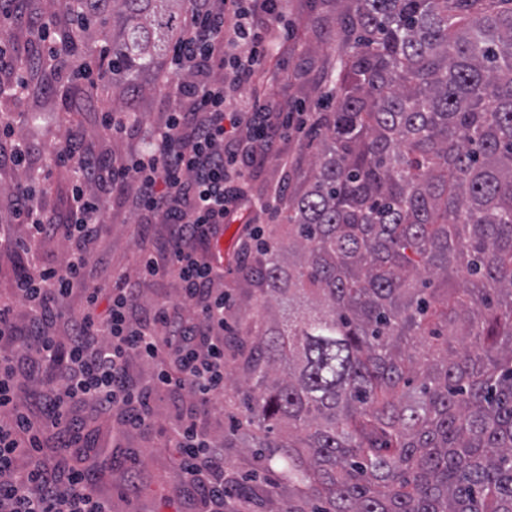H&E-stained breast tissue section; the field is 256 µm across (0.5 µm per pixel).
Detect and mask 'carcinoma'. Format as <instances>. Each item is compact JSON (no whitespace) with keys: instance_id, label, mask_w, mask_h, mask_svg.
I'll use <instances>...</instances> for the list:
<instances>
[{"instance_id":"carcinoma-1","label":"carcinoma","mask_w":512,"mask_h":512,"mask_svg":"<svg viewBox=\"0 0 512 512\" xmlns=\"http://www.w3.org/2000/svg\"><path fill=\"white\" fill-rule=\"evenodd\" d=\"M332 96L279 238L227 261L224 512H512V9L338 0ZM185 0H73L133 111Z\"/></svg>"}]
</instances>
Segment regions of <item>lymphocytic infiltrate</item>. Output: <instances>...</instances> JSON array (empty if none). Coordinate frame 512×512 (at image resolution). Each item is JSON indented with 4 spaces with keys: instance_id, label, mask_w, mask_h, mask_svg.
Wrapping results in <instances>:
<instances>
[{
    "instance_id": "obj_1",
    "label": "lymphocytic infiltrate",
    "mask_w": 512,
    "mask_h": 512,
    "mask_svg": "<svg viewBox=\"0 0 512 512\" xmlns=\"http://www.w3.org/2000/svg\"><path fill=\"white\" fill-rule=\"evenodd\" d=\"M24 8V0H0L4 102L29 85L6 37ZM280 9V0H187V23L172 56L176 74L167 82L176 107L130 160L101 163L75 135L57 152L37 155L30 141L15 138L11 116L0 115V135L11 140L9 161L25 176L15 187L9 221L0 224V249L23 258L14 282L23 314L0 304V505L8 512H112L111 500L85 470L60 477L38 466L19 468L20 459L40 452L41 427L14 398L18 348L37 366L55 370L56 385L45 407L59 430L71 427L70 407L76 402L116 409L130 431L151 424L155 393L187 394L190 403L169 440L182 450L186 483L201 492V512H224V451L196 419L224 388L229 296L222 288L223 270L193 245L207 243L229 215L251 203L242 165L275 153L277 140L288 131L289 118L274 105L242 94L281 42ZM260 18L265 24L259 29ZM56 167L70 168L76 178L75 205L58 229L72 242L61 267L41 258L45 238L56 229L28 183ZM89 185L96 186L94 195H86ZM124 186L132 189L133 210L173 227L159 251H142L144 277H172L180 285V303L156 305L139 319L133 313L141 294L126 287L125 274L116 273L115 286L106 293L87 280V245L101 231L107 195ZM76 292L85 305L69 321L70 335L62 344L53 327L66 319L61 301ZM135 357L157 364L151 382L131 381L129 362Z\"/></svg>"
}]
</instances>
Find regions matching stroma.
<instances>
[{
  "instance_id": "stroma-1",
  "label": "stroma",
  "mask_w": 512,
  "mask_h": 512,
  "mask_svg": "<svg viewBox=\"0 0 512 512\" xmlns=\"http://www.w3.org/2000/svg\"><path fill=\"white\" fill-rule=\"evenodd\" d=\"M288 36L281 48L270 55L265 76L257 86L261 98L272 101L280 111L329 112L330 74L339 56L341 35L336 29L337 0H283ZM61 64L59 72H66ZM58 72L34 70L28 92L13 108L17 137L32 140L44 149L63 147L69 134L77 133L92 141L99 157L109 160L128 155L140 146L138 133L107 135L101 124L106 113H120L119 90L111 81L99 82L90 96L74 98L70 88L74 77L58 79ZM170 62L162 60L146 74L144 95L137 101L143 125L162 124L167 118L165 83L170 78ZM304 133L290 131L277 154L249 169L247 178L253 197L263 201L278 196L281 187L297 191L302 186L300 172L306 171L310 150L305 149ZM74 187L70 169H55L49 180L36 188V199L54 222H66ZM282 214L254 211L240 213L222 227L220 237L225 252H233L251 228L259 226L278 236ZM140 218L131 212L120 192L107 202L105 223L89 247L90 287H107L112 273L124 271L130 283L141 291L144 306L162 302L178 303L179 284L175 279H143L135 229ZM181 408L175 395L158 393L153 401L151 426L121 432L120 417L114 412L81 410L76 419L82 427L80 442L61 447L60 435L46 428L38 462L49 469L92 466V479L112 500V512H197L193 489L182 486L177 467L178 449L168 442V433L177 424Z\"/></svg>"
}]
</instances>
